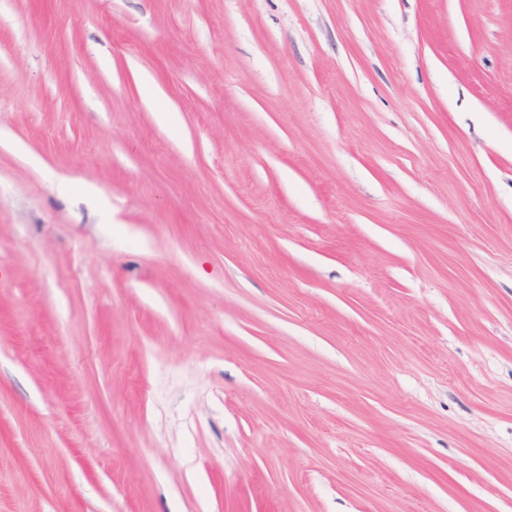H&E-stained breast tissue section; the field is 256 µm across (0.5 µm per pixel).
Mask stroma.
Segmentation results:
<instances>
[{"label": "stroma", "instance_id": "stroma-1", "mask_svg": "<svg viewBox=\"0 0 512 512\" xmlns=\"http://www.w3.org/2000/svg\"><path fill=\"white\" fill-rule=\"evenodd\" d=\"M0 512H512V0H0Z\"/></svg>", "mask_w": 512, "mask_h": 512}]
</instances>
